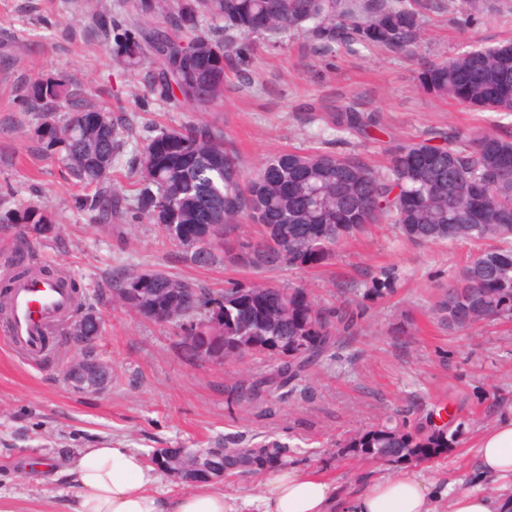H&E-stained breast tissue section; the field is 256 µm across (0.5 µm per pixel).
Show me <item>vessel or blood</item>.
<instances>
[{
	"mask_svg": "<svg viewBox=\"0 0 512 512\" xmlns=\"http://www.w3.org/2000/svg\"><path fill=\"white\" fill-rule=\"evenodd\" d=\"M9 297V344L28 362L39 363L44 357L43 329L69 313L71 292L57 278L29 275L13 282Z\"/></svg>",
	"mask_w": 512,
	"mask_h": 512,
	"instance_id": "obj_1",
	"label": "vessel or blood"
}]
</instances>
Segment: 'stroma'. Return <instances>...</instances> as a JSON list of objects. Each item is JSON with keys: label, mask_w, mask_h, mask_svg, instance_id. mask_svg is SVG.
Returning a JSON list of instances; mask_svg holds the SVG:
<instances>
[{"label": "stroma", "mask_w": 512, "mask_h": 512, "mask_svg": "<svg viewBox=\"0 0 512 512\" xmlns=\"http://www.w3.org/2000/svg\"><path fill=\"white\" fill-rule=\"evenodd\" d=\"M498 2L497 13L476 17L461 0H418L424 37L410 53L338 47L320 54L300 32L273 47L257 40L250 57L225 66L224 99L207 117L223 127L247 176L279 153L314 146L325 113L344 106L378 118L401 138L424 140L437 128L457 135L493 128L512 137V115L469 108L420 84L429 64L475 45L512 40V0ZM85 3L0 0V212L47 202L58 223L54 238L30 243L22 240L19 225L0 223V283L22 261L75 278L83 308L102 317L91 350L109 365L110 376L102 389H73L63 378L76 352L67 327L58 330L57 353L32 366L11 348L0 322V507L61 512L67 489L46 472L29 470L37 457L56 459L106 445L145 456L158 448H220L268 435L293 446L289 464L317 469L354 493L396 467L337 456L349 433L388 416L439 412L460 424V444L422 470L450 483L453 492L473 489L481 437L512 416V321L455 332L428 313L438 285L455 276L470 245H419L391 225L373 224L339 244L328 265L258 271L192 264L155 224H136L129 234L120 224L94 223L74 206L77 188L31 141L41 116L15 104L17 90L42 74L64 75L94 94L100 108L130 121L140 139L189 115L155 105L139 108L94 34L69 32L71 15ZM388 268L400 275L396 293L363 301L364 281ZM151 269L214 292L230 281L301 285L321 303L361 301L365 311L356 335L342 337L335 355L312 368L269 415L241 409L225 387L242 376H263L274 358L190 360L174 330L115 303L113 280ZM403 321L409 335H393L392 326Z\"/></svg>", "instance_id": "stroma-1"}]
</instances>
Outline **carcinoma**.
Segmentation results:
<instances>
[{
  "instance_id": "cac0c4a2",
  "label": "carcinoma",
  "mask_w": 512,
  "mask_h": 512,
  "mask_svg": "<svg viewBox=\"0 0 512 512\" xmlns=\"http://www.w3.org/2000/svg\"><path fill=\"white\" fill-rule=\"evenodd\" d=\"M70 28L91 30L105 43L121 74L145 72L147 95H129L141 106L160 104L200 116L177 127H161L135 150L134 197L112 186V169L129 143L128 123L103 125L101 109L87 90L63 76L28 82L19 105L42 115L31 132L38 151L58 159L81 188L76 207L99 224L148 221L161 226L172 244L192 248L195 265L222 263L253 270L324 265L336 245L368 224H392L414 243L476 246L456 276L438 289L429 312L450 330L480 322L512 320V181L502 175L512 164V140L485 129L464 137L443 135L448 144L388 137V165L376 169L360 155L333 150L347 136L369 135L379 121L350 107L324 118L332 137L311 150L268 159L251 176L243 174L224 129L202 113L224 97V63L243 56L252 39L304 33L315 49L337 45L403 52L422 36L420 13L410 0H134L133 10L114 14L94 3L75 14ZM423 85L462 104L504 116L512 113V41L466 51L422 73ZM259 226L255 238L239 225ZM1 224L54 237L48 204L0 215ZM399 275L385 270L365 283L364 297L396 293ZM162 270L129 273L116 281L114 300L135 315L181 336L186 357L200 360L184 336H221L226 359L269 354L278 364L265 377L236 380L229 394L238 404L267 409L280 391L306 377L330 356L339 337L357 323L349 309L325 306L304 286L278 288L285 305H265L268 284L230 282L220 293L192 285ZM460 428H432L407 419L358 430L337 453L358 460L415 464L433 460L459 444ZM289 446L266 439L253 448L224 449V471L249 465L258 477L268 464L285 465Z\"/></svg>"
}]
</instances>
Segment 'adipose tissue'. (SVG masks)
I'll return each instance as SVG.
<instances>
[{
  "label": "adipose tissue",
  "mask_w": 512,
  "mask_h": 512,
  "mask_svg": "<svg viewBox=\"0 0 512 512\" xmlns=\"http://www.w3.org/2000/svg\"><path fill=\"white\" fill-rule=\"evenodd\" d=\"M477 458L479 479L512 481V418L482 436ZM61 474L74 493L71 512H432L445 497L449 512H512V495L452 496L447 485L408 467L347 496L314 470L277 466L264 472L261 494L242 501L210 482L160 491L161 472L129 448L80 449Z\"/></svg>",
  "instance_id": "adipose-tissue-1"
}]
</instances>
